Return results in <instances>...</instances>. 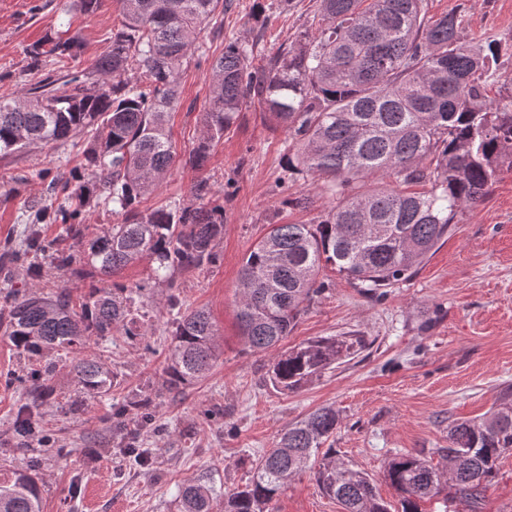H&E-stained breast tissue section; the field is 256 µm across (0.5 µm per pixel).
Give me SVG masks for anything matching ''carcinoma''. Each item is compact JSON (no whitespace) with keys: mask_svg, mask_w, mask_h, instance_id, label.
Masks as SVG:
<instances>
[{"mask_svg":"<svg viewBox=\"0 0 512 512\" xmlns=\"http://www.w3.org/2000/svg\"><path fill=\"white\" fill-rule=\"evenodd\" d=\"M124 21L108 50L88 68L59 76L45 71L58 59L77 60L81 45L61 33L27 48L39 75L14 98L0 96V152L31 143L72 142L86 130L69 176L49 181V198L31 203L21 248L0 246L7 265L50 256L51 264L80 279H95L78 305L62 289L7 292L4 335L30 357L47 349H73L96 336H127L135 295L146 291L108 283L115 271L153 257L158 281L175 287L177 275L203 271L220 259L222 196L208 180L173 208L142 210L140 199L166 181L175 154L167 114L179 99L182 66L193 55L209 59L200 33L219 0H122ZM318 28L299 33L264 65L253 46L230 38L211 64L212 84L192 153L201 168L213 141L239 112L257 106L288 132V174L321 182L330 208L314 224H272L252 245L239 270L237 320L245 347L268 350L292 333L328 283L331 268L366 293L411 280L448 237L458 214L476 206L505 169H512V95L493 99L487 88L501 79L507 51L496 39L467 40L454 13L428 18V0H319ZM135 70L134 83L125 74ZM393 179L369 186L366 180ZM96 199L125 216L102 235L87 236L84 209ZM39 224H62L61 242L41 238ZM217 332L208 311L177 314L167 390L177 392L206 377L217 358ZM358 338L323 337L277 354L272 385L296 390L310 377L352 354ZM87 393L112 390V367L101 359L72 365ZM49 366L30 375L34 401H44ZM336 411L322 407L288 425L277 446L261 455L245 487L219 499L201 483L183 485L178 512H269L292 476L332 437ZM17 452L37 459L50 437L31 416H19ZM434 464L420 454L392 457L386 478L401 512H420L419 501L446 490L474 505L497 461L512 450V401L479 421L455 422ZM321 491L344 512H389L370 478L336 462L329 448L315 471ZM0 512H42L41 490L27 470L0 482Z\"/></svg>","mask_w":512,"mask_h":512,"instance_id":"obj_1","label":"carcinoma"}]
</instances>
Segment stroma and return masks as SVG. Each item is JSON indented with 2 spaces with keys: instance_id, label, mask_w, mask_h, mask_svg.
Listing matches in <instances>:
<instances>
[{
  "instance_id": "1",
  "label": "stroma",
  "mask_w": 512,
  "mask_h": 512,
  "mask_svg": "<svg viewBox=\"0 0 512 512\" xmlns=\"http://www.w3.org/2000/svg\"><path fill=\"white\" fill-rule=\"evenodd\" d=\"M216 12L200 38L220 55L234 37L254 44L257 63L294 43L299 31L316 29V0H231ZM438 17L457 13L472 41L492 36L512 45V0H429ZM122 22L120 0H99L95 13L76 0H0V96L16 94L31 79L29 45L50 29L63 28L83 45L81 64L90 66ZM211 87L209 64L189 60L180 100L169 128L176 150L163 186L145 196L146 208L188 202L205 178L216 191L233 181L224 204L221 260L204 271L179 275L176 290L184 309L207 308L218 328V358L209 375L185 385L179 396L166 389L173 325L165 284L141 302L148 320L139 336L115 335L111 346L89 341L74 352L50 349L23 359L0 335V473L29 466L15 450L12 424L31 414L52 434L57 450L34 466L43 512H177L179 487L201 482L224 493L249 478L255 461L273 448L288 424L329 406L340 423L327 445L338 461L373 480L381 497L397 504L386 479L397 454L437 459L448 445V428L482 418L512 393V171H503L487 197L463 210L454 231L407 282L369 296L329 273V288L311 305L280 347L354 333L363 346L295 391L273 388L270 351L245 347L238 331L237 283L244 255L273 224L314 223L330 205L310 175L294 177L292 193L307 208L282 206L279 178L288 134L255 108L243 110L203 168L189 161L200 133L201 112ZM71 143L31 144L0 155V242H22L25 211L43 197L46 184L32 171L55 170L75 158ZM37 287L50 294L68 288L81 301L89 284L70 275L32 281L22 265L0 271V289ZM103 358L115 375L109 395L81 393L73 357ZM53 362L48 398L34 402L26 380L31 369ZM153 398L154 420H139L136 402ZM143 448L135 460L127 447ZM274 512H343L319 489L312 470L295 475ZM512 512V451L503 454L479 508Z\"/></svg>"
}]
</instances>
